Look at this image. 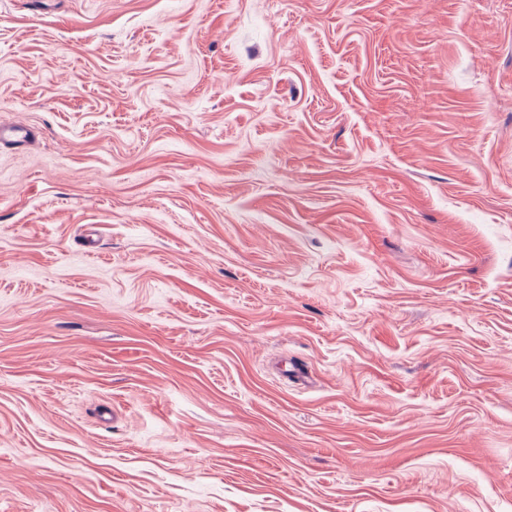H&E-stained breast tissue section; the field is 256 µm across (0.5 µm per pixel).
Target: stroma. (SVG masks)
Returning <instances> with one entry per match:
<instances>
[{"mask_svg":"<svg viewBox=\"0 0 512 512\" xmlns=\"http://www.w3.org/2000/svg\"><path fill=\"white\" fill-rule=\"evenodd\" d=\"M0 123V512H512V0H0ZM36 131L27 125L0 124V145L22 146L36 137Z\"/></svg>","mask_w":512,"mask_h":512,"instance_id":"35a3bbf8","label":"stroma"}]
</instances>
